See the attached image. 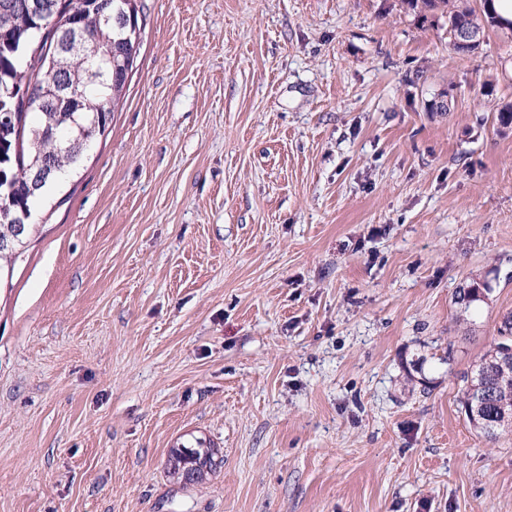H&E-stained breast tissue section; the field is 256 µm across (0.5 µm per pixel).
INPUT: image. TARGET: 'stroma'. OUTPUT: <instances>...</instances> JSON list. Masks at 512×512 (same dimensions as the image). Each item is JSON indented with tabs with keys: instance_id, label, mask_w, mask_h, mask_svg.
Segmentation results:
<instances>
[{
	"instance_id": "stroma-1",
	"label": "stroma",
	"mask_w": 512,
	"mask_h": 512,
	"mask_svg": "<svg viewBox=\"0 0 512 512\" xmlns=\"http://www.w3.org/2000/svg\"><path fill=\"white\" fill-rule=\"evenodd\" d=\"M142 6L0 281V512H512V431L460 402L512 315V31L460 55L407 0ZM198 438L222 464L186 485ZM195 445L187 446L185 444H182L181 447L178 448H171L170 455H169V463H170V469L172 470L173 474H177V470L180 468L181 464L186 462V466L188 465H194V464H205L208 461H213L215 459V456L217 455V452L214 448H211V445L209 443V446H204V444L200 441H195ZM186 448H193L195 452L190 453L189 455L186 452Z\"/></svg>"
}]
</instances>
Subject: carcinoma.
<instances>
[{"label": "carcinoma", "mask_w": 512, "mask_h": 512, "mask_svg": "<svg viewBox=\"0 0 512 512\" xmlns=\"http://www.w3.org/2000/svg\"><path fill=\"white\" fill-rule=\"evenodd\" d=\"M14 5L10 22L0 24V111H13L9 129L0 132V187L10 186L4 200L8 215L0 216V279L9 274L27 239H11L9 217L22 210L32 211L65 177L80 167L87 147L103 135L112 122V112L123 89L119 64L126 54L137 52L134 43L125 42L126 31L117 22L106 25L102 17L119 0H8ZM413 5L438 12L448 22L465 21L477 29L495 26L493 14L480 13L452 0H411ZM79 14L87 57L67 54L55 69L47 66L50 35L68 26L70 16ZM78 78L75 97L66 104L51 107L45 103L47 84H73ZM26 89V101L15 105L7 95L11 89ZM47 155L57 163V178L38 192L29 188L32 159ZM462 406L473 405L483 391L488 403L481 408L477 431L488 437L498 430L512 429V372L504 369L495 348H490L476 364L473 374L462 376ZM187 445L170 450L172 472L181 464H204L215 459V449L195 442L194 452Z\"/></svg>", "instance_id": "carcinoma-1"}]
</instances>
